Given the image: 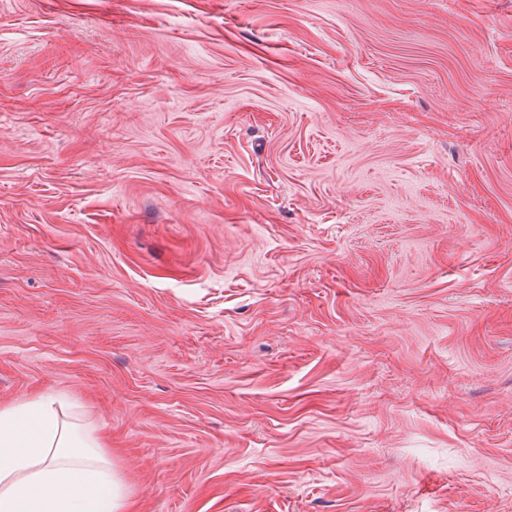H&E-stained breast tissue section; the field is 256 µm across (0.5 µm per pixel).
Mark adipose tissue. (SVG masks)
Listing matches in <instances>:
<instances>
[{"mask_svg": "<svg viewBox=\"0 0 512 512\" xmlns=\"http://www.w3.org/2000/svg\"><path fill=\"white\" fill-rule=\"evenodd\" d=\"M45 393L0 407V512H132L100 436Z\"/></svg>", "mask_w": 512, "mask_h": 512, "instance_id": "obj_1", "label": "adipose tissue"}]
</instances>
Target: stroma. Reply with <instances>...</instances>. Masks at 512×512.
<instances>
[{
  "label": "stroma",
  "mask_w": 512,
  "mask_h": 512,
  "mask_svg": "<svg viewBox=\"0 0 512 512\" xmlns=\"http://www.w3.org/2000/svg\"><path fill=\"white\" fill-rule=\"evenodd\" d=\"M136 512H512V0H0V406Z\"/></svg>",
  "instance_id": "1"
}]
</instances>
